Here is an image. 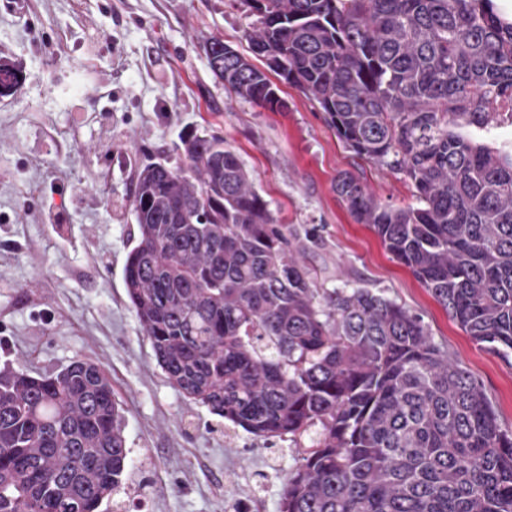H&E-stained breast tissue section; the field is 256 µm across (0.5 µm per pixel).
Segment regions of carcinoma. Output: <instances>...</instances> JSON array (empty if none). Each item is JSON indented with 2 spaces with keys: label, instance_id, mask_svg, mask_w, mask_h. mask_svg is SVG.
<instances>
[{
  "label": "carcinoma",
  "instance_id": "1",
  "mask_svg": "<svg viewBox=\"0 0 512 512\" xmlns=\"http://www.w3.org/2000/svg\"><path fill=\"white\" fill-rule=\"evenodd\" d=\"M264 68L212 36L214 77L282 108L267 72L355 155L413 186L334 190L478 345L512 352V19L491 0H242ZM21 71L0 63V97ZM136 173L126 295L169 383L268 444L315 431L279 512H512V431L421 318L371 288H322L315 228L276 224L224 138ZM122 408L99 365L0 369V512H98L122 485Z\"/></svg>",
  "mask_w": 512,
  "mask_h": 512
}]
</instances>
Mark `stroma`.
I'll list each match as a JSON object with an SVG mask.
<instances>
[{"label":"stroma","mask_w":512,"mask_h":512,"mask_svg":"<svg viewBox=\"0 0 512 512\" xmlns=\"http://www.w3.org/2000/svg\"><path fill=\"white\" fill-rule=\"evenodd\" d=\"M239 0H0V62L25 80L0 97V367L51 374L102 365L123 409L130 478L101 512H279L302 451L269 446L187 402L157 365L122 268L138 226V166L187 128L222 136L275 223L316 227L307 262L325 288H372L418 315L482 385L512 430V356L478 346L333 185L359 174L382 201L413 204L400 174L349 151L317 105L279 83L281 109L229 98L200 49L248 54Z\"/></svg>","instance_id":"1"}]
</instances>
